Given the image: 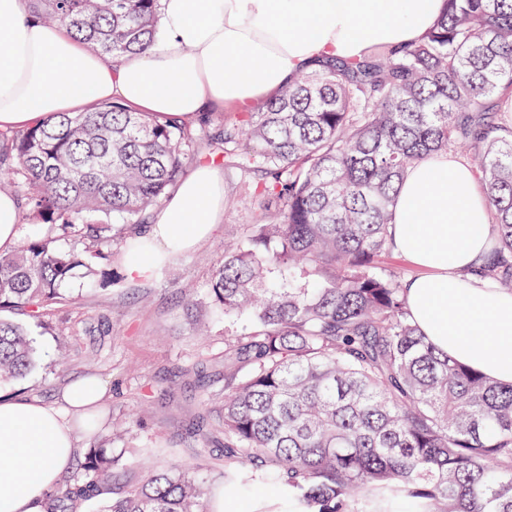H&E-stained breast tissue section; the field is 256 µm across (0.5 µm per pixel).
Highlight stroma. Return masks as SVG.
Here are the masks:
<instances>
[{"label": "stroma", "instance_id": "stroma-1", "mask_svg": "<svg viewBox=\"0 0 512 512\" xmlns=\"http://www.w3.org/2000/svg\"><path fill=\"white\" fill-rule=\"evenodd\" d=\"M221 174L226 207L210 237L143 279L127 275L123 247L114 243L111 263L98 268L108 289L76 274L68 285L69 301L31 324L35 367L0 383V397L36 398L48 405L58 404L62 389L80 377L106 383L107 396L94 412L98 427L92 433L78 427L74 463L60 487L80 476L94 445L123 450L132 480L146 475L139 465L144 455L156 470L184 463L203 466L206 478L217 477L223 440L206 433L211 414L204 400L224 384V318L208 310L190 318L183 287L206 288L225 243L253 220L256 204L242 176L228 168ZM199 322L208 325L207 335H197ZM135 410L141 413L139 424L125 429V417Z\"/></svg>", "mask_w": 512, "mask_h": 512}]
</instances>
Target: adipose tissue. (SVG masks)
I'll return each mask as SVG.
<instances>
[{
	"instance_id": "ef3b65f1",
	"label": "adipose tissue",
	"mask_w": 512,
	"mask_h": 512,
	"mask_svg": "<svg viewBox=\"0 0 512 512\" xmlns=\"http://www.w3.org/2000/svg\"><path fill=\"white\" fill-rule=\"evenodd\" d=\"M443 0H159V41L142 55L89 51L24 0H0V131L117 101L160 117L257 106L325 57L359 59L418 40ZM249 66H241V57ZM224 199L218 168L187 173L154 214L150 236L172 256L209 237ZM393 247L418 270L408 312L439 352L512 383V292L468 278L486 253L489 215L471 168L439 152L398 187ZM106 394L95 377L71 382L63 408L0 399V512H45L74 461V417Z\"/></svg>"
}]
</instances>
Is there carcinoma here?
<instances>
[{
  "instance_id": "cac0c4a2",
  "label": "carcinoma",
  "mask_w": 512,
  "mask_h": 512,
  "mask_svg": "<svg viewBox=\"0 0 512 512\" xmlns=\"http://www.w3.org/2000/svg\"><path fill=\"white\" fill-rule=\"evenodd\" d=\"M87 47L138 55L157 41V0H28ZM413 45L327 59L207 136L210 161L254 176L258 208L224 248L208 298L224 336L222 483L177 464L128 480L95 446L62 493L88 512H210L259 484L282 512H512V384L437 352L408 318L393 249L406 169L464 148L484 184L494 237L472 274L512 290V0H443ZM194 134L176 117L112 103L0 132V188L55 235L0 253V311L34 321L66 300L75 269L112 257L174 190ZM60 239L73 241L63 249ZM35 364L28 329L0 318V380ZM112 486V497H103Z\"/></svg>"
}]
</instances>
